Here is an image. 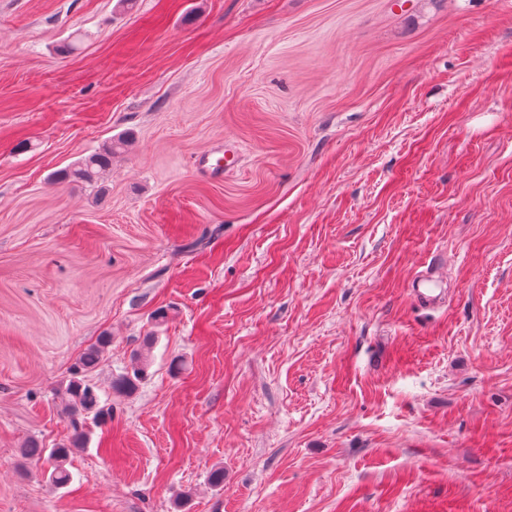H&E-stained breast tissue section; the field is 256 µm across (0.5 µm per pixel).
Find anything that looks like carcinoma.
<instances>
[{"label":"carcinoma","instance_id":"carcinoma-1","mask_svg":"<svg viewBox=\"0 0 512 512\" xmlns=\"http://www.w3.org/2000/svg\"><path fill=\"white\" fill-rule=\"evenodd\" d=\"M125 147L126 141L123 138L109 142L101 151L80 162L69 176L91 186L96 185L101 171L111 164L112 155L121 152ZM111 343L112 337L109 335L98 337L97 342L79 357L74 366L73 377L64 391L65 413L71 426L68 440L50 448L38 442H30L23 448L24 456L47 466L46 480L54 489L65 488L72 480V473L66 464L73 450L84 447L88 441L86 421L91 418L100 422L109 415V409L101 405L99 394L92 385L86 383L85 377L104 361L106 350ZM145 371L146 368L141 366L130 376H119L112 381V389L124 394L133 393Z\"/></svg>","mask_w":512,"mask_h":512}]
</instances>
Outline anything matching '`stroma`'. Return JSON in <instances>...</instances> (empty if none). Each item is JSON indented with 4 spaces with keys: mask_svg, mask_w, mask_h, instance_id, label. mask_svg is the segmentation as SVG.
<instances>
[{
    "mask_svg": "<svg viewBox=\"0 0 512 512\" xmlns=\"http://www.w3.org/2000/svg\"><path fill=\"white\" fill-rule=\"evenodd\" d=\"M117 3L0 0V512H512V0ZM125 147L126 141L123 138L109 142L100 152L94 153L80 162L69 173V177L90 186H95L98 183L101 171L108 168L111 164L112 155L121 152ZM410 294L418 305L425 308H434L445 300V290L441 288L436 272L416 278L411 284ZM112 343L109 335L99 336L97 342L79 357L73 370V377L65 388V413L67 414L71 434L65 443L54 444L52 448L38 442H29L23 448L28 459L47 465L46 480L53 489L67 487L72 473L66 467L75 448H83L88 441L86 421L90 416L96 422L103 421L109 415V408L101 405L100 396L95 388L86 383L85 377L103 361L106 350Z\"/></svg>",
    "mask_w": 512,
    "mask_h": 512,
    "instance_id": "35a3bbf8",
    "label": "stroma"
}]
</instances>
